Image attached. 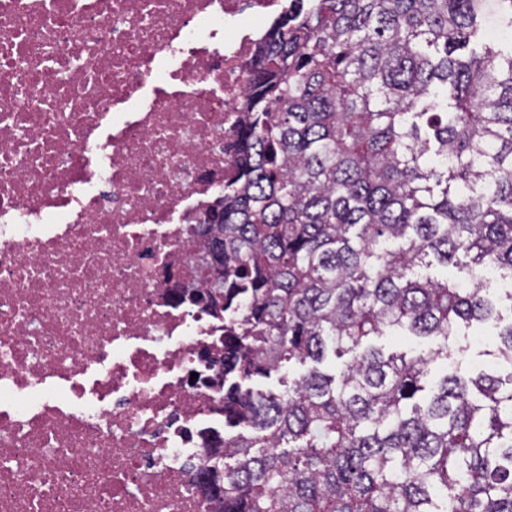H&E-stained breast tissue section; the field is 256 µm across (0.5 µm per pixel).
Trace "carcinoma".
Segmentation results:
<instances>
[{"label": "carcinoma", "instance_id": "1", "mask_svg": "<svg viewBox=\"0 0 512 512\" xmlns=\"http://www.w3.org/2000/svg\"><path fill=\"white\" fill-rule=\"evenodd\" d=\"M483 22V0H292L267 31L195 269L226 316L224 424L249 430L204 469L223 512H512V47ZM475 323L497 372L425 394ZM400 330L437 347L364 344Z\"/></svg>", "mask_w": 512, "mask_h": 512}]
</instances>
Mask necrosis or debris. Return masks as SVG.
Listing matches in <instances>:
<instances>
[{
	"mask_svg": "<svg viewBox=\"0 0 512 512\" xmlns=\"http://www.w3.org/2000/svg\"><path fill=\"white\" fill-rule=\"evenodd\" d=\"M280 0H0V512H221L196 230Z\"/></svg>",
	"mask_w": 512,
	"mask_h": 512,
	"instance_id": "obj_1",
	"label": "necrosis or debris"
}]
</instances>
